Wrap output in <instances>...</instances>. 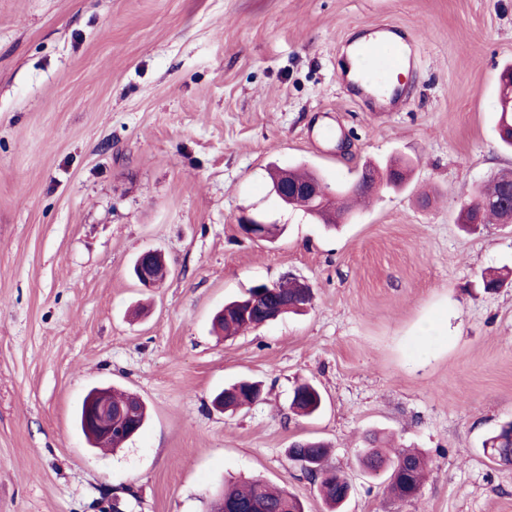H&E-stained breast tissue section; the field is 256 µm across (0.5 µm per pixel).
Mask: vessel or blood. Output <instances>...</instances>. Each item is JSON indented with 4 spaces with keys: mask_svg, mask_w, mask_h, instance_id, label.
I'll use <instances>...</instances> for the list:
<instances>
[{
    "mask_svg": "<svg viewBox=\"0 0 512 512\" xmlns=\"http://www.w3.org/2000/svg\"><path fill=\"white\" fill-rule=\"evenodd\" d=\"M392 26L374 28L356 47L357 65L354 72L343 75L350 96L358 98L363 105L374 100L372 89L381 73L405 68L408 59L400 45L393 40Z\"/></svg>",
    "mask_w": 512,
    "mask_h": 512,
    "instance_id": "1",
    "label": "vessel or blood"
}]
</instances>
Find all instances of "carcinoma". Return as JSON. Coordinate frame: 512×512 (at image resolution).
Returning a JSON list of instances; mask_svg holds the SVG:
<instances>
[{"label":"carcinoma","instance_id":"carcinoma-1","mask_svg":"<svg viewBox=\"0 0 512 512\" xmlns=\"http://www.w3.org/2000/svg\"><path fill=\"white\" fill-rule=\"evenodd\" d=\"M508 77H501L503 86V104L498 119V136L501 145L512 148V67ZM409 164L403 160L394 159L382 167L380 181L387 187H401L407 176ZM505 188L497 179H491L483 189L488 204L477 209H463L460 212V223L490 224L502 223L507 208L502 206V196ZM293 209L320 218L329 227L336 226V219L347 216L339 208L331 210V206L316 207L315 204L299 196L294 199ZM310 295V289L302 288L295 280H285L257 297L249 316L240 312L238 301L234 300L224 305V315L216 316L213 327L230 336L240 330L256 327L263 322L262 313L270 308L288 306V311L298 312V305L305 303ZM224 397V407H241L253 402L254 393L248 380L241 379L220 392ZM323 399L319 389L311 383H303L294 389L292 406L302 415L312 417L322 409ZM483 447L491 449L495 460H512V438L503 432H497L483 442ZM291 453H302L309 457L320 468V473L311 477L321 486L320 497L327 512H341L347 500L350 483L344 472L328 463V448L319 440H300L294 442ZM361 464L370 473L389 471L390 490L395 498L401 501L414 499L426 478V462L423 457L408 449H402L394 456L387 455L381 448H371L361 458ZM224 508L229 512H301L298 499L288 491L276 489L262 480L245 481L224 490L220 495Z\"/></svg>","mask_w":512,"mask_h":512}]
</instances>
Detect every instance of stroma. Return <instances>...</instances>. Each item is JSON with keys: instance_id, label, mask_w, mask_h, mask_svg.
<instances>
[{"instance_id": "obj_1", "label": "stroma", "mask_w": 512, "mask_h": 512, "mask_svg": "<svg viewBox=\"0 0 512 512\" xmlns=\"http://www.w3.org/2000/svg\"><path fill=\"white\" fill-rule=\"evenodd\" d=\"M382 24L413 58L408 100L370 112L340 67ZM510 62L512 0H0V512H207L255 477L325 512L288 456L307 438L350 479L346 512H512V465L482 446L512 420V280L480 278L512 268V226L457 222L512 169L494 131ZM393 158L407 184L334 233L271 192L276 166L335 188ZM245 211L284 233L244 237ZM149 249L170 273L145 292ZM287 276L312 287L307 313L212 333L225 302ZM243 377L261 400L215 409ZM305 380L313 418L290 407ZM112 384L149 419L94 451L76 411ZM371 434L426 458L416 499L359 466ZM160 256L165 264L166 272V262L161 253L154 250H148L139 256V264L135 272V278L141 288H154L162 280L160 275L156 274L155 267L153 265L155 258Z\"/></svg>"}]
</instances>
